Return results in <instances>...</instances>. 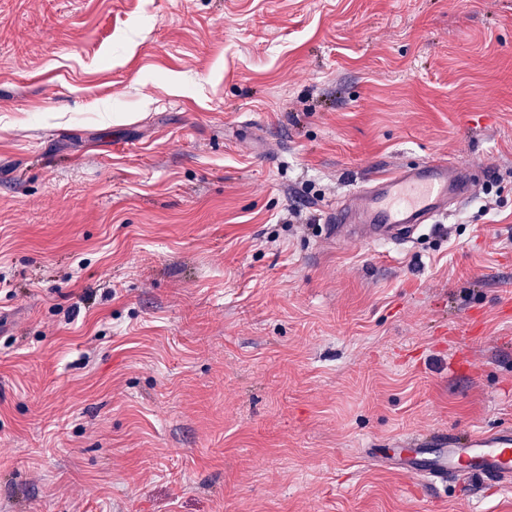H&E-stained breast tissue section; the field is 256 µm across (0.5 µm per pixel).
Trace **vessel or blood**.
I'll list each match as a JSON object with an SVG mask.
<instances>
[{
	"label": "vessel or blood",
	"instance_id": "vessel-or-blood-1",
	"mask_svg": "<svg viewBox=\"0 0 512 512\" xmlns=\"http://www.w3.org/2000/svg\"><path fill=\"white\" fill-rule=\"evenodd\" d=\"M473 171V166L436 156L372 177L367 187L350 192L341 205L327 209L330 234L400 243L414 225L444 215L449 203L470 197ZM397 458L423 484L487 478L508 485L512 483V431L456 436L444 448H396L382 461L389 464Z\"/></svg>",
	"mask_w": 512,
	"mask_h": 512
}]
</instances>
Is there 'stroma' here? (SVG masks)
Instances as JSON below:
<instances>
[{
    "instance_id": "35a3bbf8",
    "label": "stroma",
    "mask_w": 512,
    "mask_h": 512,
    "mask_svg": "<svg viewBox=\"0 0 512 512\" xmlns=\"http://www.w3.org/2000/svg\"><path fill=\"white\" fill-rule=\"evenodd\" d=\"M506 428L512 0H0V512H512L370 454ZM475 165L436 156L417 166H400L369 179L341 205L326 211L330 234L367 242L404 240L414 224L446 215L448 202L469 198Z\"/></svg>"
}]
</instances>
